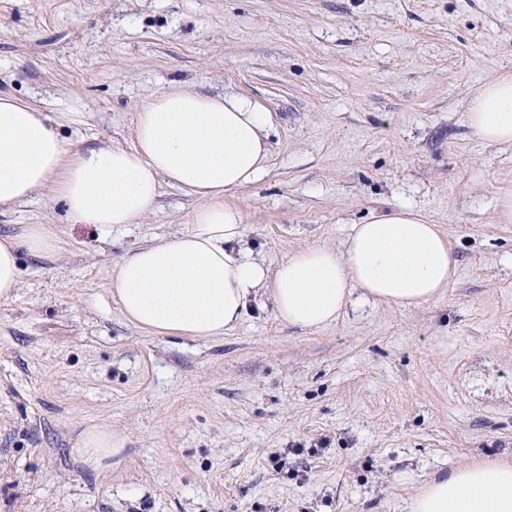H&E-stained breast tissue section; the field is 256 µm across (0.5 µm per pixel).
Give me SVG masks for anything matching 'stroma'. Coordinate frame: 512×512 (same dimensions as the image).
I'll return each instance as SVG.
<instances>
[{
    "mask_svg": "<svg viewBox=\"0 0 512 512\" xmlns=\"http://www.w3.org/2000/svg\"><path fill=\"white\" fill-rule=\"evenodd\" d=\"M505 69L512 0H0V90L73 148L132 146L141 107L178 86L261 104L267 171L224 201L268 266L407 205L459 268L429 303L355 295L322 329L277 319L263 289L223 336H155L107 269L187 231L199 200L166 185L102 232L36 192L0 213L1 235L63 237L0 304V512H409L430 476L512 460V224L495 221L512 145L466 120ZM75 106L83 125L62 120ZM101 421L129 443L96 471L73 449Z\"/></svg>",
    "mask_w": 512,
    "mask_h": 512,
    "instance_id": "obj_1",
    "label": "stroma"
}]
</instances>
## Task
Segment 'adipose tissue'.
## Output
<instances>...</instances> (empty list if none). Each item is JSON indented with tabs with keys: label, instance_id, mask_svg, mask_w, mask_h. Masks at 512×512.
Listing matches in <instances>:
<instances>
[{
	"label": "adipose tissue",
	"instance_id": "adipose-tissue-1",
	"mask_svg": "<svg viewBox=\"0 0 512 512\" xmlns=\"http://www.w3.org/2000/svg\"><path fill=\"white\" fill-rule=\"evenodd\" d=\"M467 121L487 144L512 145V72L471 99ZM271 116L250 98L177 87L138 113L135 145L74 149L56 123L26 100L0 91V210L52 187L75 224L101 231L150 211L163 185L203 199L187 232L138 247L108 269V286L127 321L157 336L208 340L244 317L270 287L277 318L301 329L336 321L353 290L401 306L433 300L457 273L447 237L419 211L397 207L351 225L341 250L308 248L268 268L243 245L245 218L225 194L266 171ZM61 240L49 224L0 235V303L20 288L19 255L52 260ZM128 444L108 423L82 427L75 453L95 470L111 468ZM410 512H512V463L485 460L431 476Z\"/></svg>",
	"mask_w": 512,
	"mask_h": 512
}]
</instances>
